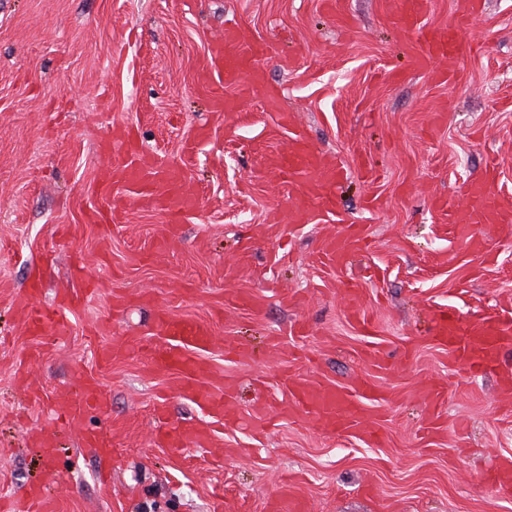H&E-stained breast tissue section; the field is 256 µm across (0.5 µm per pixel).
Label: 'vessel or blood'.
Segmentation results:
<instances>
[{
  "instance_id": "b4317fda",
  "label": "vessel or blood",
  "mask_w": 512,
  "mask_h": 512,
  "mask_svg": "<svg viewBox=\"0 0 512 512\" xmlns=\"http://www.w3.org/2000/svg\"><path fill=\"white\" fill-rule=\"evenodd\" d=\"M426 5L427 0H396L400 37L411 50L415 65L431 69L436 78L443 79L464 55L474 49L473 41L465 33L470 5L468 0H459L458 14L452 21L442 27L430 28L419 23ZM212 46L210 101L214 110L230 106L229 99L219 89L225 74H232L236 79L249 75L252 91H260L255 62L264 56L263 47L233 26L225 27ZM101 150L108 156H120V179L137 187L143 204L160 206L179 218L195 208L194 198L183 188L182 174L146 173L137 163L134 149L120 139L105 141ZM278 167L281 174L299 188L298 195L288 207L289 223L319 224L327 218L337 217L334 184L324 176L328 165L303 136L294 137L281 151ZM495 181L496 176L490 170L472 178L448 213L452 234L464 239L476 252L486 247L484 230L512 223V202L500 196ZM366 248L365 237L354 226L348 225L336 236L323 241L320 255L325 263L340 269ZM37 294V289L28 288L17 300L18 307L27 312L31 331L39 334L49 330L55 335H64L67 331L65 316L52 306H36ZM339 298L359 330L369 332L370 323L359 306L355 288L344 286ZM434 322L436 337L448 349L449 363L475 374L498 367L502 351L512 347V308H494L482 316L465 318L454 309L441 307L435 313ZM215 342L212 328L203 322L176 319L162 313L157 318L152 339L142 341L141 347L149 365L175 375L178 389L186 399L210 416L230 423L240 414L233 395L234 383L230 380L222 384L208 381L210 366L202 358ZM76 378L78 386L66 395L58 417L65 428L84 432L87 413L105 411L108 397L95 378L81 372ZM377 396V388L367 379L358 380L349 387L294 379L290 382L287 400L276 405L257 404L250 415L254 429L259 432L267 430L273 417L288 415L301 418L317 429L377 445L384 436L378 429L369 427L365 406L366 401ZM158 438L170 448L179 449L189 444L203 447L214 443L216 432L206 426L190 424L159 431ZM489 478L500 492H512L511 454L498 458Z\"/></svg>"
}]
</instances>
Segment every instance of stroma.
<instances>
[{
    "instance_id": "1",
    "label": "stroma",
    "mask_w": 512,
    "mask_h": 512,
    "mask_svg": "<svg viewBox=\"0 0 512 512\" xmlns=\"http://www.w3.org/2000/svg\"><path fill=\"white\" fill-rule=\"evenodd\" d=\"M397 25L393 0H0L1 502L44 482L57 512H268L287 484L310 512H512L487 480L512 454L499 373L449 365L430 315L512 300V225L473 254L444 221L488 162L512 196V0H472L484 44L445 80L414 65ZM227 26L267 47L262 95L225 84L236 107L214 112L203 70ZM296 133L336 168L342 223L369 239L345 270L315 258L341 223L279 221L295 189L276 161ZM112 136L146 165L184 169L196 209L175 223L116 184L118 221L90 222L115 176L98 151ZM34 280L42 304L86 289L67 336L30 332L15 299ZM345 282L371 335L337 301ZM160 311L215 331L212 378L236 381L242 409L223 447L185 457L156 443L157 398L167 427L208 415L136 349L98 363L113 342L152 337ZM227 341L251 360L226 357ZM79 367L108 392L86 427L111 437L112 456L66 430L52 456L32 438ZM290 377L371 380L384 444L289 417L256 435L248 410L285 398ZM432 380L447 396L431 415L415 391Z\"/></svg>"
}]
</instances>
